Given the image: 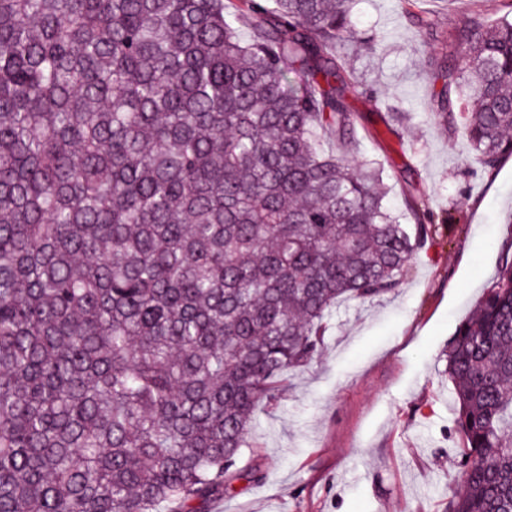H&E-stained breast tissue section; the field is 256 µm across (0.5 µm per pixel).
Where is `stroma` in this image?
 Here are the masks:
<instances>
[{
  "instance_id": "stroma-1",
  "label": "stroma",
  "mask_w": 512,
  "mask_h": 512,
  "mask_svg": "<svg viewBox=\"0 0 512 512\" xmlns=\"http://www.w3.org/2000/svg\"><path fill=\"white\" fill-rule=\"evenodd\" d=\"M480 4L498 18L499 0H419L434 22L425 31L402 0H356L370 43L340 50L377 91L348 97L369 120L360 153L384 163L397 207L410 168L438 231L398 290L337 308L321 355L284 375L277 401L256 412L246 454L260 479L236 482L205 512H445L462 446L445 352L512 244V157L493 173L474 172L464 131L440 132L430 114L441 84L426 63L459 58V36ZM390 110L410 115L401 134L380 118Z\"/></svg>"
}]
</instances>
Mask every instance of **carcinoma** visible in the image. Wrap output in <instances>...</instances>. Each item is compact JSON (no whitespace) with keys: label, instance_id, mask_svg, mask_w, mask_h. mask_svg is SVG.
<instances>
[{"label":"carcinoma","instance_id":"obj_1","mask_svg":"<svg viewBox=\"0 0 512 512\" xmlns=\"http://www.w3.org/2000/svg\"><path fill=\"white\" fill-rule=\"evenodd\" d=\"M353 3L0 0V512H204L336 307L403 284L435 217L348 161ZM463 40L431 111L491 172L512 0ZM445 357L448 512H512V253Z\"/></svg>","mask_w":512,"mask_h":512}]
</instances>
